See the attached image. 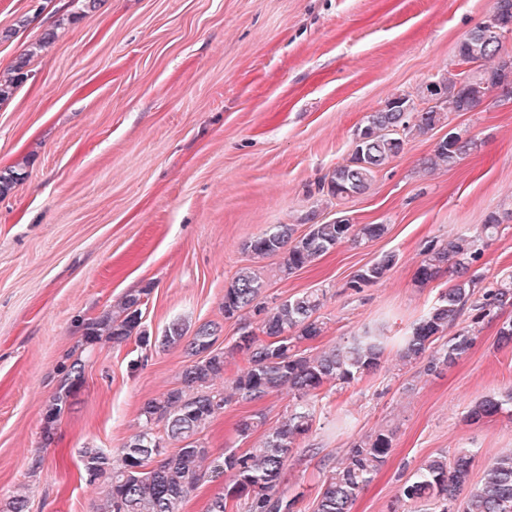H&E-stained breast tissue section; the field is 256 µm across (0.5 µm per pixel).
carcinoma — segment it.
I'll return each instance as SVG.
<instances>
[{"mask_svg":"<svg viewBox=\"0 0 512 512\" xmlns=\"http://www.w3.org/2000/svg\"><path fill=\"white\" fill-rule=\"evenodd\" d=\"M496 12L497 41L487 42L480 36L488 26L484 21L458 45L459 65L477 67L476 74L461 71L436 82L444 102L458 110H475L494 91L504 97L512 95V80L504 81L512 75V55H501L503 40L512 35V0H497ZM26 66L27 60L19 61L13 76L0 82V102L27 81ZM426 97L431 105L423 109L410 97L398 95L371 113L354 131L349 161L324 177L318 190L336 199L368 191L376 174L403 152L409 139L427 134L447 119L443 107L434 102L433 93L426 92ZM475 147L472 137L446 136L435 145L427 164L453 167ZM500 224L499 216L492 213L474 237L433 239L423 247L415 285L423 288L443 271L454 276V283L404 338L398 354L401 365L421 364L424 371L435 373L456 364L476 340L466 328L447 336L448 328L463 312L470 307L479 320L512 306V276L484 292L483 301H471L475 279L469 271ZM385 231L383 224H339L333 220L313 223L306 234L298 235L294 225L277 224L247 241L244 249L258 260L282 256L279 273L286 279L343 243L362 245L380 238ZM396 263V254L382 255L358 270L349 287L357 290L380 282ZM263 288L260 270L246 267L237 272L224 288V318L251 312L260 317V324L254 330H244L228 350H212L205 356L199 355V347L214 339L217 327L212 324L200 326L189 338L178 322L156 338L142 329L147 289L126 296L117 311L86 323L83 336L88 347L105 340L120 348L133 339L142 351L157 345H181L187 357L178 386L143 404L141 429L118 456L103 448L82 450L87 481L102 480L108 486L101 512H178L180 504L197 488L210 454L200 437L206 424L224 412V406L235 396L255 401L285 386L293 401L287 419L264 431L258 447L224 456V470L232 472V479L224 491L209 500L207 512H294L296 499L282 495L279 485L298 439L312 429V403L323 390L350 385L377 370L384 359L387 337L378 327H366L345 344L307 355L301 344L323 332V321L317 316L322 305L320 295L305 292L269 308L258 302ZM237 354L244 364L230 379L231 392L226 394L214 388V381L226 374L228 359ZM83 370L79 359L67 367L44 416V445L53 442L56 423L81 389ZM511 403V393L504 397L486 395L468 407L465 421L478 424L502 413ZM160 422L162 435L154 429ZM264 425L259 414L242 419L237 430L248 438ZM167 439L181 446L168 454L164 451ZM393 440V430L380 428L352 442L343 461L325 476L315 512H351L358 496L387 462ZM473 462L474 455L468 451L458 452L451 460L441 454L428 457L403 482L401 499L423 503L429 512H512V453L495 458L480 484L471 488Z\"/></svg>","mask_w":512,"mask_h":512,"instance_id":"obj_1","label":"carcinoma"}]
</instances>
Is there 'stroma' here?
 <instances>
[{
  "instance_id": "35a3bbf8",
  "label": "stroma",
  "mask_w": 512,
  "mask_h": 512,
  "mask_svg": "<svg viewBox=\"0 0 512 512\" xmlns=\"http://www.w3.org/2000/svg\"><path fill=\"white\" fill-rule=\"evenodd\" d=\"M496 0H0V80L19 57L30 76L0 103V170L23 180L0 196V512L24 496L26 512H98L104 483H89L80 451H116L140 427L142 405L176 386L185 356L153 347L145 366L103 342L83 348L85 323L127 294L148 289L143 324L163 335L218 328L231 347L257 316L225 318L224 288L252 259L246 241L276 224L306 232L310 221L344 216L382 224V237L345 243L280 278V257L262 262L261 299L321 293L324 331L315 354L364 326H383L387 360L316 401L281 492L296 512H314L325 475L350 444L393 430L387 463L352 512H414L400 486L427 457L467 450L472 481L512 452V405L467 424L469 405L512 391V347L497 345L502 320L472 324L467 357L439 374L403 366L397 341L452 283L442 273L414 284L424 243L475 235L500 216L472 274L479 291L512 275V98L492 94L470 112L410 139L364 194L340 201L317 190L347 163L353 132L396 95L425 107L426 84L458 73L457 46L493 14ZM457 132L478 146L456 166L425 159ZM397 264L376 285L348 283L382 254ZM85 380L55 429L41 431L68 356ZM267 427L288 416V393L235 400L202 432L211 450L205 477L179 512H206L229 483L214 473L225 453L245 452L240 420Z\"/></svg>"
}]
</instances>
